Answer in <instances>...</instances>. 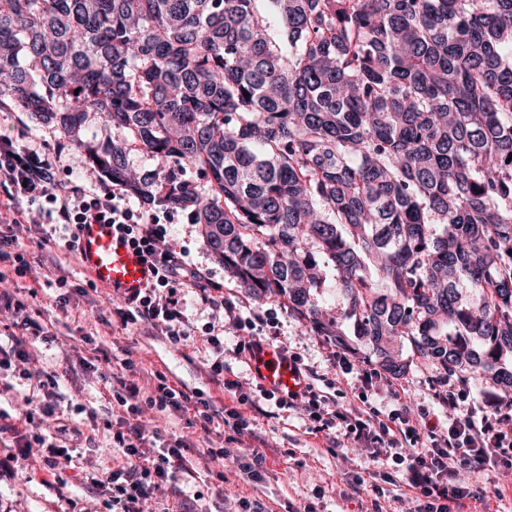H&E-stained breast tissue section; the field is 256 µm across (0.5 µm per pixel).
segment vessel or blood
Segmentation results:
<instances>
[{
  "instance_id": "vessel-or-blood-1",
  "label": "vessel or blood",
  "mask_w": 512,
  "mask_h": 512,
  "mask_svg": "<svg viewBox=\"0 0 512 512\" xmlns=\"http://www.w3.org/2000/svg\"><path fill=\"white\" fill-rule=\"evenodd\" d=\"M81 264L103 287L120 296H131L154 277L151 263L125 242L109 224H84L78 230ZM254 372L268 390L297 391L303 380L297 377L288 357L272 347L262 348L252 358Z\"/></svg>"
}]
</instances>
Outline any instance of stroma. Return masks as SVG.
Masks as SVG:
<instances>
[{
  "instance_id": "1",
  "label": "stroma",
  "mask_w": 512,
  "mask_h": 512,
  "mask_svg": "<svg viewBox=\"0 0 512 512\" xmlns=\"http://www.w3.org/2000/svg\"><path fill=\"white\" fill-rule=\"evenodd\" d=\"M25 125L30 140L46 150H53L58 134L52 125L13 108L0 110V134L13 135L18 125ZM166 241L170 247L184 252L188 262L208 268L215 280L228 289L241 316L251 310L274 306L275 297L256 299L224 271V265L205 245L198 225L188 211L177 209L172 214ZM19 245L31 257L41 258L44 268L25 278L0 281V292L22 300L30 315L40 322H53L57 340L54 344L35 343L30 352L37 368L57 374L58 385L53 401L57 412L71 417L82 436L71 451L70 468L59 472L56 479L46 480L44 472L31 470L23 463L0 469V512H107L104 498L83 482L80 473L87 462L116 466L119 457L112 449V434L118 431L122 408L112 407L101 398L97 377L85 374L82 362L97 359L105 375L115 373L125 380L147 385L153 373H161L174 386L184 385L200 392L217 406L230 404L211 365L215 353L199 352L192 341L172 344L158 330L145 326H123L116 309L119 298L105 288L91 289L90 275L78 261H66L69 286L58 289L53 260H66L62 245H40L35 232L19 234ZM278 327L274 344L297 354L303 368L313 376L317 392L336 397L348 406L361 391H368L371 402L380 410L393 405L392 390L404 387L412 413L429 412L432 424L445 430L447 410L439 402L449 387L437 367L428 360L413 357L408 374L400 378L382 376L372 388H365L357 374L341 375L335 364L337 345L329 337L318 335L309 325L282 308L277 312ZM92 334L94 345L82 342L83 334ZM239 336L227 332L224 337L223 373L225 379L236 380L241 391L256 398L255 382L248 353L237 350ZM132 369H125V362ZM30 390L24 380L13 379L12 387L0 389V421L19 425L26 434L53 435L51 423L26 424L24 399ZM263 415L258 416L253 435L235 437L232 430L216 426L211 433L187 424L185 418L150 413L145 422L157 428L162 440L183 437L191 445L186 456L188 472L174 473L175 483L192 499L195 512H225V499L248 496L261 500L270 512H366L370 498L354 494L350 488L353 475L365 466L366 452L352 446L334 448L324 433L314 432V424L303 412L276 407L262 401ZM266 449L268 459L260 481L228 461L205 463L196 455L207 446ZM465 484L480 489L490 512H512V476L477 473L465 476Z\"/></svg>"
}]
</instances>
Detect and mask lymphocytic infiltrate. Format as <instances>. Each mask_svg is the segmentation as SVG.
<instances>
[{"label": "lymphocytic infiltrate", "mask_w": 512, "mask_h": 512, "mask_svg": "<svg viewBox=\"0 0 512 512\" xmlns=\"http://www.w3.org/2000/svg\"><path fill=\"white\" fill-rule=\"evenodd\" d=\"M70 156L68 143H57L46 152L29 146H18L16 139L0 135V280L30 274L32 264L18 247L16 227L25 222L23 204L36 206L40 244L60 239L68 256L79 253L78 228L83 224H115L125 233L130 244L147 255L155 267L154 280L134 297L125 299L117 314L123 324H147L160 330L171 343L178 344L189 336L186 304L177 296L179 287L190 288L200 304L212 312L224 313L232 322L243 323L251 330L248 351L265 345L262 333L273 327L271 311H254L240 317L235 304L224 295V285L209 273L192 266L179 253L166 246V222L170 211L146 213L131 203L127 185L121 181L102 182L87 190L61 182V167ZM11 234H4V227ZM21 335L12 337L9 346L0 345V372L18 375L33 382L37 393L56 386L55 376L31 368L28 340L45 344L56 336L46 325L26 318L21 322ZM157 384L149 394L130 385L125 392L113 393L112 398L130 420L122 431L112 436L123 464L115 470H99L87 474L91 487L108 496L112 512H145L174 472L184 469L188 446L181 440L162 449H155L158 431L142 424L144 411L192 415L194 424L210 431L215 421H223L238 435L251 434L253 420L237 409L216 412L209 401L193 399L182 389L168 384L164 375H157ZM261 398L275 401L277 406L301 409L312 421L333 430L335 437L353 442L367 451V465L353 482L355 491H371L384 497L385 491L376 486V479H389L391 469L401 471L410 491L407 512H463L466 501L478 500L471 488L457 485L460 471L498 472L512 468V416L501 413L496 422L475 423L472 412H461V402L467 401V390L451 391L442 398L448 408V428L443 435L429 432L426 423L413 418L405 402H397L389 411H380L369 399L346 408L334 404L329 397L314 392L305 385L296 392L274 396L261 390ZM9 461L19 460L39 464L49 475L65 470L72 458L60 451L45 435H34L24 441Z\"/></svg>", "instance_id": "f902f5d3"}]
</instances>
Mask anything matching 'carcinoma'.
I'll return each mask as SVG.
<instances>
[{
    "label": "carcinoma",
    "instance_id": "1",
    "mask_svg": "<svg viewBox=\"0 0 512 512\" xmlns=\"http://www.w3.org/2000/svg\"><path fill=\"white\" fill-rule=\"evenodd\" d=\"M1 104L385 374L512 391V0H0ZM129 164L139 175L151 180H160L164 175V169L159 161L149 154L131 152L128 156Z\"/></svg>",
    "mask_w": 512,
    "mask_h": 512
}]
</instances>
